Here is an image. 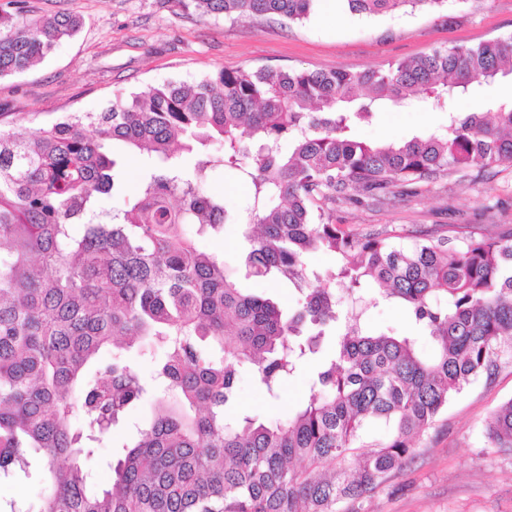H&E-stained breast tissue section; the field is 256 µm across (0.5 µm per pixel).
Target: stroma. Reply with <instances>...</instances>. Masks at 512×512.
<instances>
[{"label": "stroma", "instance_id": "stroma-1", "mask_svg": "<svg viewBox=\"0 0 512 512\" xmlns=\"http://www.w3.org/2000/svg\"><path fill=\"white\" fill-rule=\"evenodd\" d=\"M21 7L36 16L71 13L84 20L81 31L43 61L0 78V123L25 135L65 112L101 111L116 91L191 83L219 68L383 69L438 48L474 47L512 35V0H448L439 9L408 6L373 17L322 0L316 14L301 22L206 14L193 0H21ZM447 124V113L437 109L388 107L352 131L368 142L402 141ZM336 215L360 233L414 224L442 235L449 225L471 224L494 236L512 230V165L497 167L488 179L451 174L420 195L399 196L383 207L344 204ZM202 244L223 259L240 287L275 298L284 311L295 310L292 285L246 276L245 243L235 226H226L223 239ZM341 301L344 314L363 313L371 330L416 336L422 355L432 354L401 304L371 306L346 293ZM316 367L313 361L302 365L275 399L256 386L251 370H242L235 413L285 417L307 400ZM511 398L507 360L494 376L477 377L455 396L417 440L404 470L357 503L355 512H512V450L490 447L484 435L491 413ZM128 440L127 428L120 426L95 449L93 488L108 486L112 463Z\"/></svg>", "mask_w": 512, "mask_h": 512}]
</instances>
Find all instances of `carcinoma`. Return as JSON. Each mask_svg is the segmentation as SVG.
I'll use <instances>...</instances> for the list:
<instances>
[{
  "instance_id": "obj_1",
  "label": "carcinoma",
  "mask_w": 512,
  "mask_h": 512,
  "mask_svg": "<svg viewBox=\"0 0 512 512\" xmlns=\"http://www.w3.org/2000/svg\"><path fill=\"white\" fill-rule=\"evenodd\" d=\"M209 14L302 21L320 0H193ZM376 16L446 0H339ZM0 3V78L25 72L74 36L73 14L30 17ZM512 75V37L452 47L384 69L221 68L192 84L114 95L100 112H70L30 137L0 126V480L38 470V512H338L376 492L472 379L512 360V231L468 224L412 235L402 224L355 233L336 206L387 200L471 168L512 164V97L470 112L451 104ZM447 109L443 132L372 144L351 134L385 105ZM219 143L221 154L211 152ZM288 150H283V143ZM147 155L136 195L120 190L110 145ZM219 166L251 189L246 221L205 189ZM237 224L246 274L285 280L299 294L285 316L246 293L196 238ZM336 258L313 288L306 257ZM369 301H400L429 337L341 317L332 281ZM342 324L306 404L284 419L231 415L240 369L277 397L297 364L320 354ZM161 350L141 376L123 351ZM149 401L112 466L89 489L94 445ZM385 442L358 452L366 428ZM512 448V398L485 425Z\"/></svg>"
}]
</instances>
